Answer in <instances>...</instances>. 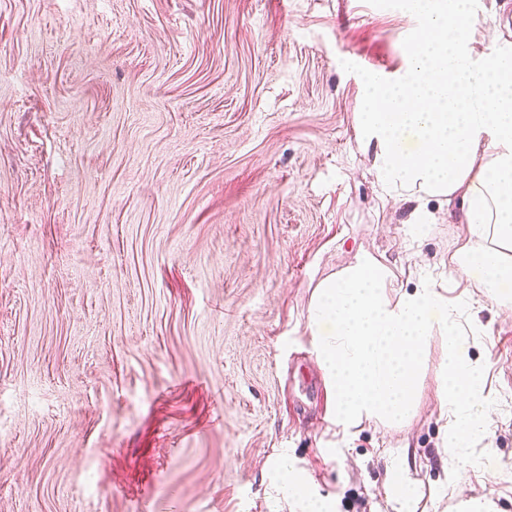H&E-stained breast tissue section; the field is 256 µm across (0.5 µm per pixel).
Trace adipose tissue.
I'll list each match as a JSON object with an SVG mask.
<instances>
[{"label": "adipose tissue", "mask_w": 512, "mask_h": 512, "mask_svg": "<svg viewBox=\"0 0 512 512\" xmlns=\"http://www.w3.org/2000/svg\"><path fill=\"white\" fill-rule=\"evenodd\" d=\"M469 0H407L422 19L403 75L369 76L359 133L386 193L460 196L463 274L512 300V53L472 58Z\"/></svg>", "instance_id": "adipose-tissue-1"}]
</instances>
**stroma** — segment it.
Instances as JSON below:
<instances>
[{"label":"stroma","instance_id":"35a3bbf8","mask_svg":"<svg viewBox=\"0 0 512 512\" xmlns=\"http://www.w3.org/2000/svg\"><path fill=\"white\" fill-rule=\"evenodd\" d=\"M512 0H472L473 57ZM404 0H0V512H512V304L456 270L459 197L391 199L363 83ZM435 217L414 238L412 214ZM468 304L489 465L451 479L441 337L408 423L343 432L308 310L356 250ZM418 502L396 500L394 472ZM276 480L288 492V497L294 499L302 512H329L330 506L324 499H314L307 491L303 481L288 470L286 464L277 469Z\"/></svg>","mask_w":512,"mask_h":512}]
</instances>
